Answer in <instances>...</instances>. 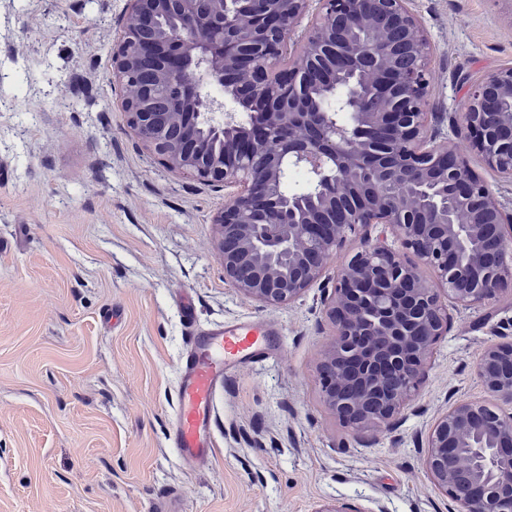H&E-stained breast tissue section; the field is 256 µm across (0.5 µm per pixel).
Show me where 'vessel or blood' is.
Segmentation results:
<instances>
[{"mask_svg":"<svg viewBox=\"0 0 512 512\" xmlns=\"http://www.w3.org/2000/svg\"><path fill=\"white\" fill-rule=\"evenodd\" d=\"M272 331L263 323L220 326L190 331L177 389L172 441L187 463L213 455V406L216 388L230 369L264 356Z\"/></svg>","mask_w":512,"mask_h":512,"instance_id":"b4317fda","label":"vessel or blood"}]
</instances>
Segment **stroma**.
<instances>
[{
  "instance_id": "35a3bbf8",
  "label": "stroma",
  "mask_w": 512,
  "mask_h": 512,
  "mask_svg": "<svg viewBox=\"0 0 512 512\" xmlns=\"http://www.w3.org/2000/svg\"><path fill=\"white\" fill-rule=\"evenodd\" d=\"M123 6L0 0V512H149L163 491L182 512H448L425 438L453 401L486 399L476 361L512 336V292L451 310L398 428L356 436L323 404L317 364L359 238L289 304L225 283L212 218L227 190L167 170L127 128L112 73ZM409 6L431 38L437 111L512 65V0ZM191 320L274 336L217 388L215 452L190 465L168 430Z\"/></svg>"
}]
</instances>
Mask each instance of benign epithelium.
<instances>
[{"label":"benign epithelium","mask_w":512,"mask_h":512,"mask_svg":"<svg viewBox=\"0 0 512 512\" xmlns=\"http://www.w3.org/2000/svg\"><path fill=\"white\" fill-rule=\"evenodd\" d=\"M200 2L125 0L113 74L128 87L146 57L157 74L124 93L127 126L168 170L234 189L212 218L224 281L264 306L299 298L349 236L382 227L362 235L336 278V337L318 375L341 423L390 431L448 335V304L479 308L512 288V208L466 155L437 142L433 48L410 0ZM203 27L218 37L200 41ZM309 60L343 83L300 94ZM166 84L180 103L176 130L156 107ZM449 131L512 181L511 65L470 83ZM293 169L307 186L287 194ZM476 375L511 405L512 340L485 347ZM425 447L449 512H512L511 412L457 400Z\"/></svg>","instance_id":"obj_1"}]
</instances>
